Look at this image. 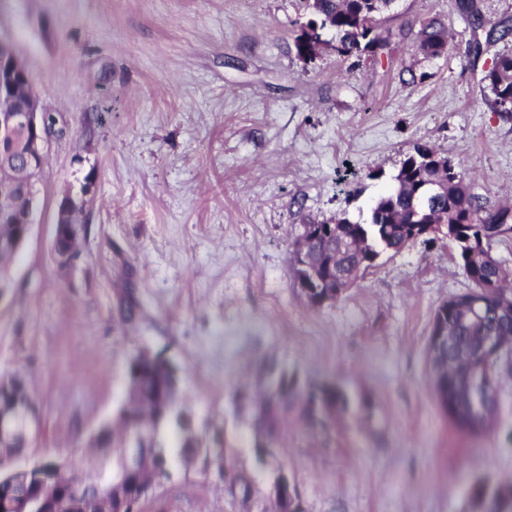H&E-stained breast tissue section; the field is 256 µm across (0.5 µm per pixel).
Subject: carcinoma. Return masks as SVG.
<instances>
[{"instance_id": "carcinoma-1", "label": "carcinoma", "mask_w": 512, "mask_h": 512, "mask_svg": "<svg viewBox=\"0 0 512 512\" xmlns=\"http://www.w3.org/2000/svg\"><path fill=\"white\" fill-rule=\"evenodd\" d=\"M389 2L391 0H301L302 8L311 18L300 27L295 38L298 55L304 59L313 57L324 44L322 31L325 29L334 33V50L342 57L363 53L378 55L387 45L388 38L377 32L376 22L389 12ZM455 5L484 28L485 41H474L470 46L472 54L479 55L484 42L512 43L511 18L504 17L486 26L481 22L475 0H455ZM452 49L443 22L433 19L423 26L418 50L424 57L441 58ZM484 80L493 95L491 106L500 112H512L511 48L496 56ZM438 157L440 154L431 146L417 147L415 153L403 161L395 176L394 189L376 201L370 223H353L340 215L335 218L331 236L312 224L303 225V233L311 237L312 260L328 264L337 252L339 240L354 232L368 237L372 246L382 251L397 252L417 233L418 225L428 222L459 224L466 221L467 236L474 241L504 235L497 230L496 223L504 219L505 213L481 204L452 164L447 172L448 190L439 193L433 204H426L417 194L423 184L442 177L440 171L432 167L433 160ZM507 277L508 272L497 261L486 262L473 269L470 281L486 301L481 321H464L459 317L455 310L462 304L459 296L442 304L434 315V320H444L451 339L442 349L428 346L429 364H448L445 388L454 396L456 407L451 409L443 401L440 407L461 430H485L496 407L497 398L494 397L483 405V412L473 409L472 366L485 361L483 342L486 336L512 337V315L499 313L502 302L512 298V291L507 292L503 288ZM265 369L257 389L240 387L235 392L237 402L252 406V427L260 440L256 445L257 454L264 463L267 462L266 448L279 443L288 422L325 429L336 423L337 412L349 408L348 397L334 385L302 383L295 374L272 365L265 366ZM127 379L135 385L141 407L148 409L150 415L132 407L126 410V417L120 419V423L127 433L141 441L140 447L152 449L155 465L172 466L173 447L177 448V455L181 458L202 455L208 465L220 457L224 464H230L233 450L226 441L216 433L208 443H203L195 433L191 413L173 407L177 384L174 367L158 357L142 361L134 356L129 362ZM166 428H173L180 434L176 443H171L164 435ZM113 447V465L105 470L104 476L123 478L125 494L136 500L140 496V477L122 472L120 445ZM228 491L233 496L247 499L252 493L251 481L240 472ZM471 499L478 512H512V484L494 488L476 485L471 491Z\"/></svg>"}]
</instances>
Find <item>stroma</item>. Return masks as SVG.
<instances>
[{"label": "stroma", "instance_id": "stroma-1", "mask_svg": "<svg viewBox=\"0 0 512 512\" xmlns=\"http://www.w3.org/2000/svg\"><path fill=\"white\" fill-rule=\"evenodd\" d=\"M454 48L427 59L423 25ZM298 0H0V37L56 120L28 238L0 289V374L41 413L29 452L87 469L84 442L125 405L140 348L179 369L201 439L223 431L253 482L227 496L203 460L174 463L139 512H268L238 387L277 363L351 401L334 427L289 425L279 449L304 512H477L512 483V375L489 427L439 406L427 345L437 308L472 287L441 234L383 252L336 301L310 306L292 267L304 225L361 224L402 162L433 146L489 207L512 204V112L483 75L502 44L454 0H397L376 58L298 57ZM87 195L77 256L57 262L58 208ZM471 499L479 512H512V484L494 488L476 485L471 491Z\"/></svg>", "mask_w": 512, "mask_h": 512}]
</instances>
